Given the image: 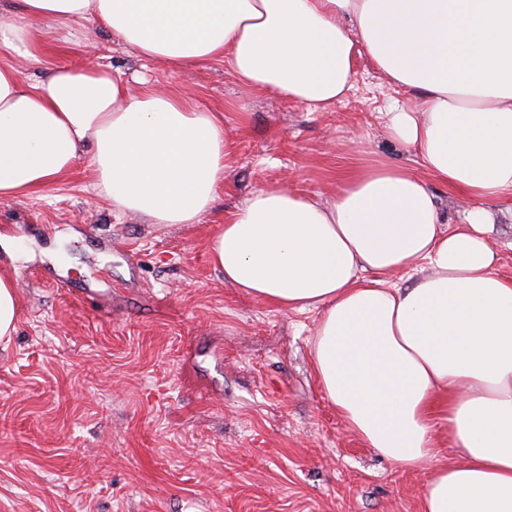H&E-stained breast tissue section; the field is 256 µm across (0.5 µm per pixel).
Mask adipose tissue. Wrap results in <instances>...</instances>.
<instances>
[{
	"label": "adipose tissue",
	"mask_w": 512,
	"mask_h": 512,
	"mask_svg": "<svg viewBox=\"0 0 512 512\" xmlns=\"http://www.w3.org/2000/svg\"><path fill=\"white\" fill-rule=\"evenodd\" d=\"M0 47V197L81 159L119 214L197 224L226 175L224 118L190 93H130L113 67L46 65L48 38L92 21L140 57L227 63L250 91L320 110L368 55L404 90L386 128L428 172L362 165L323 205L250 194L210 243L224 280L274 307L320 310L313 363L347 425L386 458L431 467L424 512H512V279L495 210L512 213V0H9ZM470 199L445 228L429 180ZM427 274H420V267ZM414 274L391 286L388 274ZM444 421L461 455L446 462ZM490 243L497 252L499 261L496 272L512 278V219L511 216L498 218L490 234Z\"/></svg>",
	"instance_id": "1"
}]
</instances>
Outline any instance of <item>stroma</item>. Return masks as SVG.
Returning <instances> with one entry per match:
<instances>
[{
	"label": "stroma",
	"mask_w": 512,
	"mask_h": 512,
	"mask_svg": "<svg viewBox=\"0 0 512 512\" xmlns=\"http://www.w3.org/2000/svg\"><path fill=\"white\" fill-rule=\"evenodd\" d=\"M54 50L223 115L227 175L198 224L114 213L82 163L0 199V273L18 297L0 345V512H423L430 469L369 448L326 398L319 311L253 299L209 257L259 188L325 203L379 158L425 176L385 127L401 89L363 55L353 88L314 111L244 90L218 60L142 59L91 21Z\"/></svg>",
	"instance_id": "35a3bbf8"
}]
</instances>
